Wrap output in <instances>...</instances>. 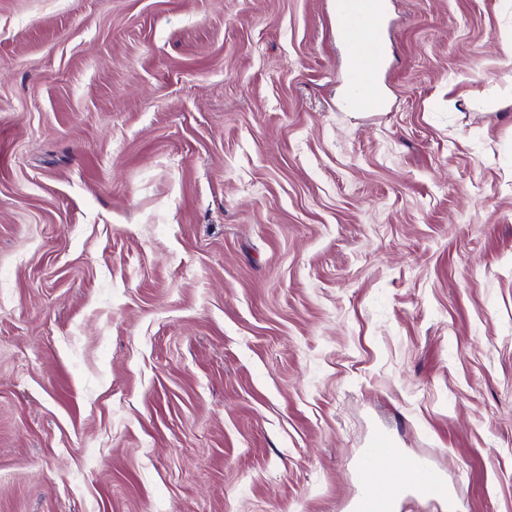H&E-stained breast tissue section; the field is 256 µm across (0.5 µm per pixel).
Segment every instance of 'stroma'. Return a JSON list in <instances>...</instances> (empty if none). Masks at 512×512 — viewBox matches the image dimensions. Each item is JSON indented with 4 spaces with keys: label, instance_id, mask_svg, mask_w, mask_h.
<instances>
[{
    "label": "stroma",
    "instance_id": "35a3bbf8",
    "mask_svg": "<svg viewBox=\"0 0 512 512\" xmlns=\"http://www.w3.org/2000/svg\"><path fill=\"white\" fill-rule=\"evenodd\" d=\"M331 12L0 0V512H512V0ZM386 12L385 0L332 2L336 35L347 46L351 57V99L353 105L368 113L381 112L385 108L379 76L386 63L385 43L380 37ZM398 455L395 444L385 435L366 448L359 461L363 489L352 503V512H396L398 500L406 490L431 500H447L448 484L421 457L403 460L398 471H389V463Z\"/></svg>",
    "mask_w": 512,
    "mask_h": 512
}]
</instances>
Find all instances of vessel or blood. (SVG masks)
<instances>
[{"instance_id": "vessel-or-blood-1", "label": "vessel or blood", "mask_w": 512, "mask_h": 512, "mask_svg": "<svg viewBox=\"0 0 512 512\" xmlns=\"http://www.w3.org/2000/svg\"><path fill=\"white\" fill-rule=\"evenodd\" d=\"M386 16V0H333L332 19L338 38L351 57L349 84L353 104L361 111H382L385 100L379 76L386 63V48L380 37ZM397 448L387 436H379L359 461L363 489L351 512H396L405 491L431 500H446L448 484L426 460L404 459L399 470H390Z\"/></svg>"}]
</instances>
